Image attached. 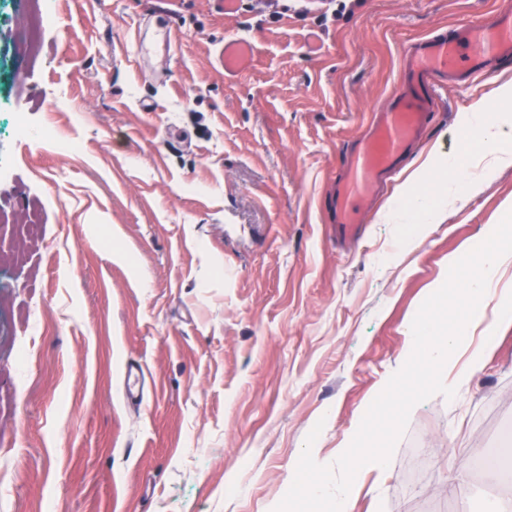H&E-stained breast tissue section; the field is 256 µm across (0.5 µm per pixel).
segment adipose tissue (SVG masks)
I'll list each match as a JSON object with an SVG mask.
<instances>
[{
  "instance_id": "1",
  "label": "adipose tissue",
  "mask_w": 512,
  "mask_h": 512,
  "mask_svg": "<svg viewBox=\"0 0 512 512\" xmlns=\"http://www.w3.org/2000/svg\"><path fill=\"white\" fill-rule=\"evenodd\" d=\"M511 99L512 86H499L461 117L466 129L476 133L482 141L487 166L512 165V113L501 108L502 102ZM432 172L433 167L428 163L413 171L384 207L383 217L398 224L425 222L431 214V205L429 197L420 193L419 186ZM510 265L512 224L508 222L495 225L482 247L449 258L448 266L461 279L469 308L445 333L430 320L411 325L410 344L402 361L403 374H411L420 364L438 368L448 381L449 393L453 394L483 369L486 349L472 346V333L482 321L485 305L490 302L496 310L491 332L512 330V293L498 291L492 281L493 274ZM455 350L462 351L463 360L452 359L451 353Z\"/></svg>"
}]
</instances>
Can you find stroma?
<instances>
[{
	"label": "stroma",
	"instance_id": "1",
	"mask_svg": "<svg viewBox=\"0 0 512 512\" xmlns=\"http://www.w3.org/2000/svg\"><path fill=\"white\" fill-rule=\"evenodd\" d=\"M501 4L0 0V512H333L309 490L324 479L352 512H480L494 482L468 467L512 430V331L452 398L427 365L402 382L401 360L449 258L512 202V167L486 168L457 123L512 64L440 85L358 239L328 209L409 48ZM22 14L56 20L36 48ZM228 36L254 45L230 80ZM431 156L472 192L432 224L379 220ZM390 381L423 396L365 412ZM381 443L384 479L330 471ZM144 378V371L140 366L128 365L124 377V395L127 400L141 403L143 400V389L140 388L141 380Z\"/></svg>",
	"mask_w": 512,
	"mask_h": 512
}]
</instances>
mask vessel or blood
Listing matches in <instances>:
<instances>
[{"label": "vessel or blood", "instance_id": "obj_1", "mask_svg": "<svg viewBox=\"0 0 512 512\" xmlns=\"http://www.w3.org/2000/svg\"><path fill=\"white\" fill-rule=\"evenodd\" d=\"M250 40L228 37L224 40V72L236 75L245 70L251 58ZM494 60L512 61V6L504 5L491 22L480 21L461 29L457 38L432 37L415 44L408 53V82L394 92L371 124L370 133L346 159V173L336 190L333 222L336 236L357 235L363 222L360 200L370 185L383 175L395 172L409 146L424 127L431 110L438 72L470 78L483 72ZM144 371L128 365L124 377L126 399H143L140 387Z\"/></svg>", "mask_w": 512, "mask_h": 512}]
</instances>
